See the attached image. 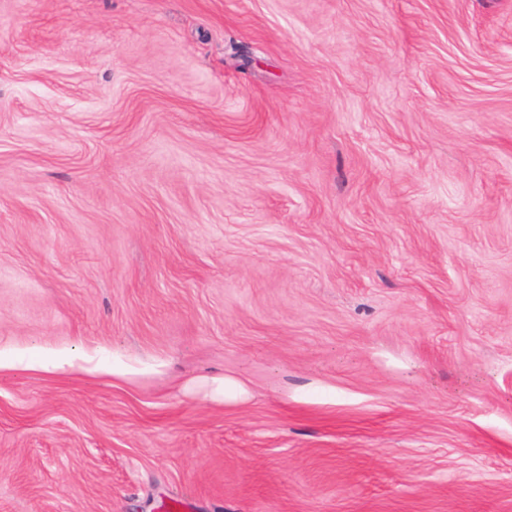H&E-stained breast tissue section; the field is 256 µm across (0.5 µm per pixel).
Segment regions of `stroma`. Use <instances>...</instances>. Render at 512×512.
Returning a JSON list of instances; mask_svg holds the SVG:
<instances>
[{
  "instance_id": "obj_1",
  "label": "stroma",
  "mask_w": 512,
  "mask_h": 512,
  "mask_svg": "<svg viewBox=\"0 0 512 512\" xmlns=\"http://www.w3.org/2000/svg\"><path fill=\"white\" fill-rule=\"evenodd\" d=\"M15 356L0 512H512V0H0Z\"/></svg>"
}]
</instances>
